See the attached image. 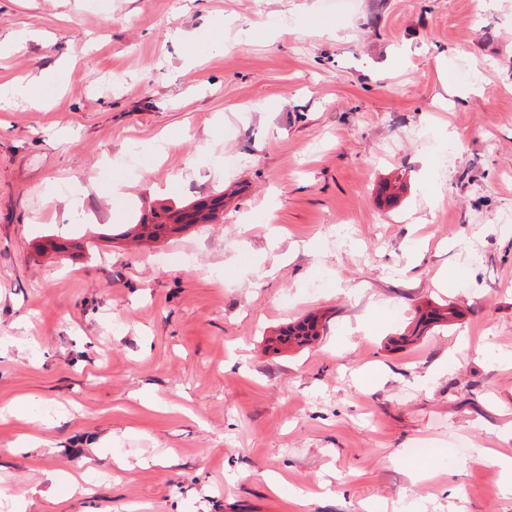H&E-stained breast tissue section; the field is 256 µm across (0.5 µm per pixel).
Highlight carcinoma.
Instances as JSON below:
<instances>
[{
  "label": "carcinoma",
  "mask_w": 512,
  "mask_h": 512,
  "mask_svg": "<svg viewBox=\"0 0 512 512\" xmlns=\"http://www.w3.org/2000/svg\"><path fill=\"white\" fill-rule=\"evenodd\" d=\"M224 211V195L210 199H199L173 208L162 205L159 210H151V217H144L136 224H128L120 233L123 238L138 242L156 240L160 237L178 234L193 224H211ZM455 307L448 303L441 307L425 309L419 314L414 326L399 338L402 343L419 340L437 325H449L456 318ZM320 336L319 320L316 317L305 319L288 327V332L278 338L281 343L302 346Z\"/></svg>",
  "instance_id": "obj_1"
}]
</instances>
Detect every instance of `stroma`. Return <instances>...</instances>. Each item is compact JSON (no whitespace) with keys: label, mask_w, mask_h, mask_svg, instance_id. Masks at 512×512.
I'll use <instances>...</instances> for the list:
<instances>
[{"label":"stroma","mask_w":512,"mask_h":512,"mask_svg":"<svg viewBox=\"0 0 512 512\" xmlns=\"http://www.w3.org/2000/svg\"><path fill=\"white\" fill-rule=\"evenodd\" d=\"M12 41L67 77L0 102V512H512V0H0ZM60 79V71L45 73L39 79L28 83L22 93L29 101L41 103L58 86ZM224 211V193L210 199H199L183 206L162 205L159 211L151 210V219L143 217L137 224H124L119 233L123 238L138 242L178 234L193 224H211ZM457 312L455 307L451 304H445L441 307L426 308L419 314L414 326L409 329L404 336L399 338L402 343H411L419 340L437 325H449L456 318ZM320 336L319 320L317 317L308 318L288 327V332L280 336V343L296 344L302 346L311 343Z\"/></svg>","instance_id":"35a3bbf8"}]
</instances>
